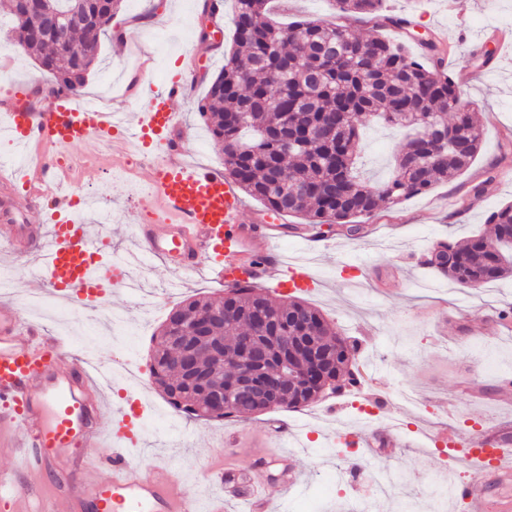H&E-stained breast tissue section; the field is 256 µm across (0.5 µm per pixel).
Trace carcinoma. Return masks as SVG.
I'll use <instances>...</instances> for the list:
<instances>
[{"label":"carcinoma","mask_w":512,"mask_h":512,"mask_svg":"<svg viewBox=\"0 0 512 512\" xmlns=\"http://www.w3.org/2000/svg\"><path fill=\"white\" fill-rule=\"evenodd\" d=\"M122 3L112 0L108 10L98 12L94 0H40L33 9L26 0H7L3 13L13 25L0 46L22 48L51 75L38 92L81 97L102 62V37ZM381 5L382 0H333L336 20L281 26L268 19L270 0H235L234 50L197 111L224 155L225 173L268 211L301 215L314 226L338 224L352 235L359 230L356 219L423 194L459 176L476 159L484 138L478 105L460 104L444 48L416 34L408 41L364 39L339 23L351 14L374 19L379 27L410 29L411 20L388 16ZM76 10L91 19L49 34V15ZM371 121L402 136L393 174L373 184L356 171L360 130ZM486 223L492 225L491 236L478 234L457 247L439 242L426 262L463 288L512 277V204L492 211ZM254 309L268 319L259 341L273 358L280 337L297 348L311 336L326 358V378L354 379L346 340L333 334L318 309L238 283L218 298L184 301L161 325L150 374L171 406L197 420H238L307 406L320 397L319 376L309 387L283 384L274 402L245 394L217 407V394L233 387L239 338L252 331ZM209 339L224 343L222 368L205 348ZM180 347L200 369L197 378L179 368Z\"/></svg>","instance_id":"carcinoma-1"}]
</instances>
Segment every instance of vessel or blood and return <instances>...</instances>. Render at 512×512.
Returning a JSON list of instances; mask_svg holds the SVG:
<instances>
[{
	"label": "vessel or blood",
	"mask_w": 512,
	"mask_h": 512,
	"mask_svg": "<svg viewBox=\"0 0 512 512\" xmlns=\"http://www.w3.org/2000/svg\"><path fill=\"white\" fill-rule=\"evenodd\" d=\"M193 79L182 72L159 88H146L136 121L124 113L106 112L73 97L37 107L28 96L6 103L8 133L16 143L39 141L68 149L91 142L147 146L156 162L151 185L165 213L136 224L132 238L144 261L162 262L182 277L208 271L224 284L249 282L278 291L311 287L307 268L286 264L279 251L280 225L248 224L235 185L221 171L187 163L171 146L179 128L174 100ZM46 160L25 167L0 164V187L24 182L25 203L53 197L55 187ZM0 235L10 252L34 258L46 293L77 310L94 308L105 288L125 286L128 269L104 267L99 258L111 249L108 234L91 231L74 213L57 217L45 232L30 231L21 214L0 208ZM96 382L71 358L59 337L27 321L14 304L0 305V447L19 451V476L0 482V498L13 512H54L61 501L85 512H226V498L214 496L198 504L182 479L167 464L144 475L129 447L142 435L125 409L113 417L112 476L102 481L98 450L104 408ZM462 462L469 477L451 484V498L470 504L498 500L499 512H512V434L485 428L466 438ZM287 455H264V466L280 469L278 486L263 482L261 497H247L248 512H276V493L299 489L302 478L288 469Z\"/></svg>",
	"instance_id": "obj_1"
}]
</instances>
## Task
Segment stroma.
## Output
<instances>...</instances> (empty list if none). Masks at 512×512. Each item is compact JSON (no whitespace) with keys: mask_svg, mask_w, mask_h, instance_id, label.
<instances>
[{"mask_svg":"<svg viewBox=\"0 0 512 512\" xmlns=\"http://www.w3.org/2000/svg\"><path fill=\"white\" fill-rule=\"evenodd\" d=\"M203 2L125 0L113 29H124L132 19L141 25L125 40L106 43L104 61L84 92L89 99L108 98L110 109L133 116L142 106V86L162 84L191 55L201 56L196 82L174 103L185 124L180 144L189 163L220 168L223 157L196 104L232 47L235 4L221 0V12L211 22L218 38L209 45L199 34ZM384 11L408 17L416 33L431 34L449 52V71L468 72L462 91L479 105L484 144L473 165L458 178L410 198L393 217L363 219L357 236L328 231V246L322 251L304 246L302 238L309 228L301 217L285 216L289 231L282 245L284 256L312 268L318 281L316 288L302 291V299L321 310L340 337L357 343L356 365L374 377L389 411L400 412L395 394L399 387L416 392L425 405L424 411L403 414L399 447L385 445L367 456L339 452L340 435L356 430L381 435L385 429L378 421H365L351 397L343 394L235 422L238 445L225 449L224 457L235 464L248 489L257 483L252 463L259 450L254 437L268 422L287 420L288 444L299 449L292 464L306 478L300 494L289 498L288 512H345L347 503L367 499V472L372 468L388 471L399 481L391 497L378 499L377 512H400L404 507L419 512L429 479L444 481L449 473L461 470L455 463L444 465L437 450H422L437 419L444 417L455 427L468 429L490 423L512 426V389L503 383L505 376H512V329H502L497 322L501 311L512 308V280L477 290L462 288L423 261L437 242L460 243L485 231L489 212L512 202V183L502 179L488 184L482 197L468 196L491 164L512 172V147L502 142L512 132V39L501 46L493 38L500 31L512 36V0H384ZM494 48L500 59L487 77L478 58ZM0 72L13 87L30 91L48 80L37 62L17 47L0 48ZM365 139L359 158L365 177L373 182L387 178V160L394 148L390 131L374 125L366 130ZM72 153L77 159L73 188L98 197L109 214L103 223L96 209H87L82 222L111 235L113 254L130 252L132 225L145 218L146 208L162 206L151 189L150 166L130 167L127 152L105 146H77ZM1 273L11 275L9 297L16 302H24L41 287L30 274L28 258L0 251ZM136 273L143 283L141 293L116 289L102 300L109 316L121 318L124 335L113 334L108 321L102 320L89 340L98 358L111 360L123 346L145 369L153 337L169 310L188 298L219 295L224 287L204 274L181 281L157 264L143 265ZM163 404L157 391H150L140 409L145 441L132 448V456L148 472L156 455H165L191 495L221 494V486L208 482L203 465L215 454L208 442L223 432V422L187 419L173 429L155 417Z\"/></svg>","mask_w":512,"mask_h":512,"instance_id":"1","label":"stroma"}]
</instances>
